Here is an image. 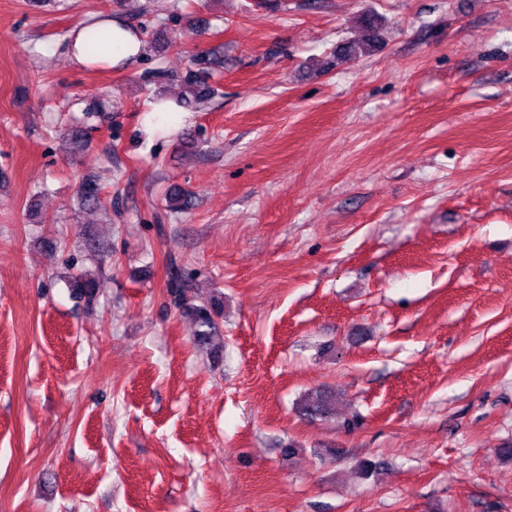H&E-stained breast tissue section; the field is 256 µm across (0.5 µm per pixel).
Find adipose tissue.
<instances>
[{
  "label": "adipose tissue",
  "instance_id": "obj_1",
  "mask_svg": "<svg viewBox=\"0 0 512 512\" xmlns=\"http://www.w3.org/2000/svg\"><path fill=\"white\" fill-rule=\"evenodd\" d=\"M91 30L102 36L103 41L97 54L87 53L82 37H75L68 46V53L78 64L87 68L126 67L131 65L143 52L142 40L113 18H101L91 22Z\"/></svg>",
  "mask_w": 512,
  "mask_h": 512
}]
</instances>
